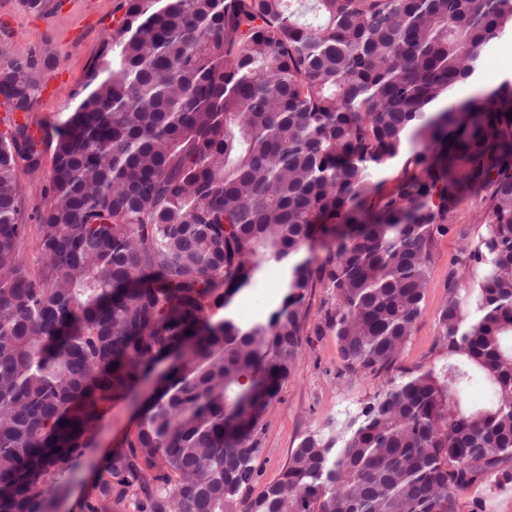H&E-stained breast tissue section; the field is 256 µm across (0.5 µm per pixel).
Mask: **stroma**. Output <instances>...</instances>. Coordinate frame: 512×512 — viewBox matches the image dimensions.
<instances>
[{
	"label": "stroma",
	"instance_id": "stroma-1",
	"mask_svg": "<svg viewBox=\"0 0 512 512\" xmlns=\"http://www.w3.org/2000/svg\"><path fill=\"white\" fill-rule=\"evenodd\" d=\"M117 2L48 0L46 15L39 16L27 12L21 0H0V44L16 56L42 53L54 61L43 74V90L31 112L35 123L50 130L72 111V90L84 82L102 41L115 29L113 11ZM462 247L456 232L438 239L430 263L426 305L398 360L399 366L411 368L429 361L437 334V313L448 300V268ZM285 293L272 263L267 262L254 271L248 286L235 294L232 309L240 321L265 320L278 308ZM306 304L309 312L300 371L282 385L265 416L258 478L262 484L278 478L291 449L304 435L355 411L373 392L371 379L350 374L344 368L335 334L327 325L328 315L336 309L330 291L313 288ZM152 390V383H144L133 395L113 400L76 466L65 468L68 490L57 512H82L84 500L94 497L99 465L113 449L126 447ZM459 502L458 512H512V487L475 486L463 493Z\"/></svg>",
	"mask_w": 512,
	"mask_h": 512
}]
</instances>
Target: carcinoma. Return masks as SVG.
I'll list each match as a JSON object with an SVG mask.
<instances>
[{"instance_id": "obj_1", "label": "carcinoma", "mask_w": 512, "mask_h": 512, "mask_svg": "<svg viewBox=\"0 0 512 512\" xmlns=\"http://www.w3.org/2000/svg\"><path fill=\"white\" fill-rule=\"evenodd\" d=\"M114 13L55 137L0 119V512H54L45 491L67 492L64 466L112 400L176 351L84 512H457L484 480L512 485V78L452 101L512 32V0ZM51 65L0 47V104L33 110ZM49 149L30 266L21 172ZM399 158L405 176L373 192ZM470 197L485 233L458 230L432 362L401 368L433 246ZM319 238L320 262L304 255ZM270 261L288 264L281 307L209 322ZM318 285L346 370L381 383L257 490L264 417L299 373ZM475 378L488 402L467 407Z\"/></svg>"}]
</instances>
